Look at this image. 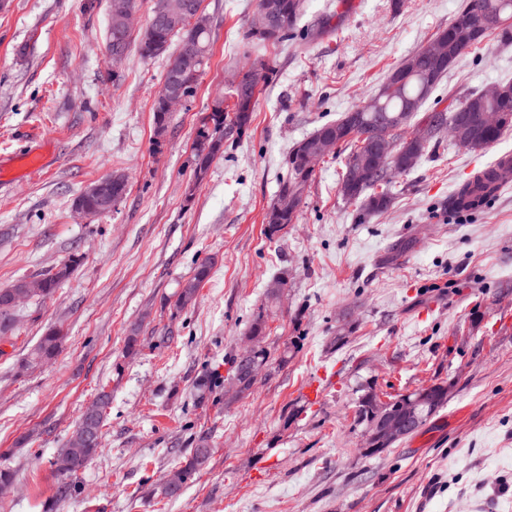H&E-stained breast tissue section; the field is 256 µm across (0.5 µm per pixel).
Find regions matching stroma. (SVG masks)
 Listing matches in <instances>:
<instances>
[{"label": "stroma", "instance_id": "obj_1", "mask_svg": "<svg viewBox=\"0 0 512 512\" xmlns=\"http://www.w3.org/2000/svg\"><path fill=\"white\" fill-rule=\"evenodd\" d=\"M462 2L307 0L302 25L326 19L330 31L264 46L244 38L256 0H203L211 55L160 140L152 107L167 60L133 47L112 63L109 0L0 10V289L75 262L50 297L20 305L0 343L4 512H512V184L477 211L450 205L466 179L512 156V131L479 152L444 140L396 178L378 215L341 196L338 148L317 164L297 222L274 236L264 222L288 149L372 96ZM258 56L271 72L253 122L194 185L201 121ZM508 80L512 44L487 39L434 95L461 100ZM113 172L128 180L123 200L76 218L74 198ZM204 262L195 302L177 307ZM283 273L288 286L268 303ZM259 316L269 367L238 396L225 380ZM51 326L65 336L57 356L19 371ZM319 374L326 389L312 403L304 389ZM437 383L447 404L366 456L361 389ZM103 390L100 449L59 497L52 461ZM201 439L205 469L179 495H156Z\"/></svg>", "mask_w": 512, "mask_h": 512}]
</instances>
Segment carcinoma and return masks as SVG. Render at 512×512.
<instances>
[{
  "label": "carcinoma",
  "instance_id": "carcinoma-1",
  "mask_svg": "<svg viewBox=\"0 0 512 512\" xmlns=\"http://www.w3.org/2000/svg\"><path fill=\"white\" fill-rule=\"evenodd\" d=\"M190 2L194 9H201L202 0H153L149 23L155 28V40L147 43L140 36L129 31L122 41L121 52L127 53L131 45H137L141 58L153 60L170 55L165 75L175 73L181 84L191 90L197 88L198 81L210 55L213 44L212 20L201 13L198 21L187 18L183 25L174 28L166 24L162 15L178 16L183 5ZM279 22L275 30L266 34L256 28V17L264 7L265 0H257L254 18L246 31L245 38L260 44L277 45L294 36L306 12V0H277ZM494 36L503 42L512 43V0H465L462 7L448 22V28L437 33L432 41L448 40L451 61L462 54L476 50L482 42ZM197 43L202 58L196 65H188L183 60V45ZM428 46H422L405 57L391 74L399 76L397 86L385 80L368 104L356 107L332 121L318 126L309 136L297 141L288 151L284 161L285 173L279 179L274 197L283 204L279 214L265 213L268 232L275 234L288 224L296 221L300 206L314 177V169L309 166L304 149L317 138L324 129H339L342 142L349 145L345 170L340 183V194L349 203L358 206L366 214H379L387 211L394 201L393 176L387 171L405 173L411 167L401 166L399 155L406 149L415 152V158L422 159L430 149L439 145L445 136L468 150H484L497 143L504 133L512 130V81L501 82V93L491 96L476 92L466 97L464 102L448 100V105L440 109L436 106L425 108L432 93L437 89L448 68L431 70L425 60ZM270 70L263 59H255L249 68L239 73L238 81L230 94L231 102L223 99L214 102L211 112L203 119L197 131L196 141L203 148L192 155L195 185H200L207 176L213 161L223 153L224 142L238 138L249 128L259 94V84L266 79ZM466 108L471 116V124L478 129L476 139L468 143L463 131L456 125V111ZM154 126L167 127L173 120V112L166 102L159 98L153 105ZM381 130L387 131L394 147L391 154L377 170L365 167L361 179L351 185L349 180L353 170L364 162L365 145L375 139ZM502 161L491 167L486 180L467 179L454 197V205L467 210H477L494 195L502 173L498 168ZM75 260H70L55 272H48L40 278L22 277L12 284L24 299H44L51 296L61 282L71 273ZM209 275V265L200 264L192 277L184 281L178 293L177 306L185 308L195 302L201 284ZM17 307H6L0 302V339L6 340L14 331ZM266 336V324L257 317L249 330V341L253 346V362L266 366L269 353L262 346ZM63 339L62 333L50 327L31 349L24 366L40 365L52 360L58 353ZM231 375L237 378V394L244 395L254 385L251 373L245 365L233 364ZM448 401V387L433 384L429 389L426 403L421 407L422 420L436 413ZM110 395L102 392L81 414L77 429L67 445L60 449L53 461L56 472L64 478L77 476L90 459L98 452L105 425L106 410ZM383 406L379 395L366 390L357 401L355 421L365 426L371 416ZM210 458V448L206 440H200L190 462L171 471L159 486V493L165 498L176 496L192 474L203 469Z\"/></svg>",
  "mask_w": 512,
  "mask_h": 512
}]
</instances>
